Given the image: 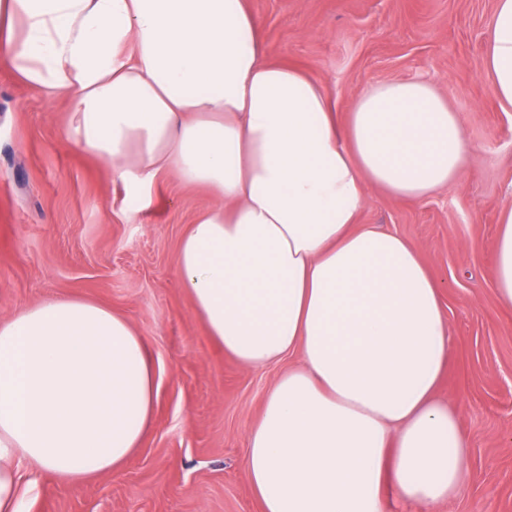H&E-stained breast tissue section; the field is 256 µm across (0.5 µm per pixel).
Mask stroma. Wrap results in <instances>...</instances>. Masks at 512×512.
Here are the masks:
<instances>
[{
  "label": "stroma",
  "mask_w": 512,
  "mask_h": 512,
  "mask_svg": "<svg viewBox=\"0 0 512 512\" xmlns=\"http://www.w3.org/2000/svg\"><path fill=\"white\" fill-rule=\"evenodd\" d=\"M273 60L323 82L340 114L377 83L422 80L448 99L468 156L458 180L420 202L367 189L364 224L408 237L447 285L458 342L437 389L463 425L470 479L424 508L386 495V512H512V309L493 284L494 233L512 203V112L484 68L495 0H249ZM66 99L0 65V317L57 297L122 313L157 366L153 424L119 469L73 489L38 483L32 512H261L247 481V432L298 354L251 369L206 333L176 274L178 244L213 203L172 174L127 221L129 190L68 136Z\"/></svg>",
  "instance_id": "obj_1"
}]
</instances>
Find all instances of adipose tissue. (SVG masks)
<instances>
[{
    "label": "adipose tissue",
    "mask_w": 512,
    "mask_h": 512,
    "mask_svg": "<svg viewBox=\"0 0 512 512\" xmlns=\"http://www.w3.org/2000/svg\"><path fill=\"white\" fill-rule=\"evenodd\" d=\"M0 46L23 84L70 98V133L133 193L127 218L166 173L215 195L178 246L194 312L245 366L300 355L247 433L262 512L461 493L469 444L436 398L455 342L444 284L412 241L359 222L366 185L418 202L457 178L463 130L431 85H374L338 115L325 85L267 60L245 0H0ZM485 66L512 110V0H496ZM494 280L512 306V204ZM156 392L145 337L103 305L0 319V512H24L21 463L73 488L121 467Z\"/></svg>",
    "instance_id": "ef3b65f1"
}]
</instances>
